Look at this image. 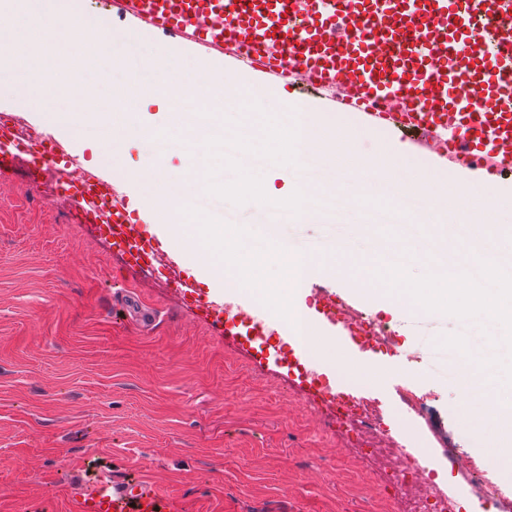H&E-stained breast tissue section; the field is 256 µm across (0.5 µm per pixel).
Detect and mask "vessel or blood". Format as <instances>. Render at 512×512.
Here are the masks:
<instances>
[{"label":"vessel or blood","instance_id":"vessel-or-blood-1","mask_svg":"<svg viewBox=\"0 0 512 512\" xmlns=\"http://www.w3.org/2000/svg\"><path fill=\"white\" fill-rule=\"evenodd\" d=\"M122 15L163 33L232 54L236 67L290 86L305 80L335 88L338 116L354 114L369 129L416 136L421 150L477 170L490 190L512 170V0H117ZM36 172L55 176L83 224H107L127 248L161 256L131 217L132 203L115 183L88 175L71 189L70 158L58 140L38 154ZM169 276L193 300L217 336L270 335L275 316L225 309L177 270ZM314 319L366 368L378 350L341 316L357 309L354 295L314 287ZM307 339L280 355L302 393L319 397L308 377ZM73 512H180L178 502L146 480L109 475L87 481Z\"/></svg>","mask_w":512,"mask_h":512}]
</instances>
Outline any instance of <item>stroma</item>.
Instances as JSON below:
<instances>
[{
    "label": "stroma",
    "instance_id": "stroma-1",
    "mask_svg": "<svg viewBox=\"0 0 512 512\" xmlns=\"http://www.w3.org/2000/svg\"><path fill=\"white\" fill-rule=\"evenodd\" d=\"M88 19L108 13L119 30H134L128 43L111 44L93 71L65 67L67 87L89 86L103 103L93 116L112 122L116 89L132 74L141 84L155 81L146 61L162 60L169 70L201 63L216 78L232 70L231 58L165 36L112 14L108 0H66ZM240 79L289 103L309 106L313 123L329 119L330 99L243 71ZM174 101L140 98L134 110L153 136L145 140L115 130V150L51 125L41 108L23 97L0 96V116L19 118L58 139L87 168L111 178L128 194L145 237L160 235L148 209L146 181L129 177V164L161 157L167 169L182 170L189 158L164 136ZM365 149L395 142L412 165H427L439 178L475 181L476 172L449 167L418 154L411 135L366 129L354 116ZM312 183H336L332 219L315 223L274 210L234 206L205 192L196 207L228 223L260 230L277 223L283 244L317 254L366 251L397 232L399 222L364 221L350 200L359 182L343 166L321 159L304 166ZM0 181V512H72L74 493L86 477L104 471L121 477L138 470L183 512H399L391 493L370 464L329 427L324 416L302 403L286 369L274 358L256 363L246 346H232L184 308L160 274L127 266L110 241L71 212L53 211L44 198L54 177L31 182L28 160H16ZM360 312L390 326L399 352L384 356L383 376L361 379L358 363L344 354L310 352L309 368L355 385L388 427L405 421L399 444L428 459L431 477L465 512H495L473 496L464 463L481 460L485 475L512 499V472L490 465L488 445L495 418L474 425L460 416L465 404L458 374L448 366L441 337L465 335L471 349L484 338L471 323L442 313L409 316L361 298ZM430 398V418L421 420L400 402L397 387ZM456 449L457 463L440 448Z\"/></svg>",
    "mask_w": 512,
    "mask_h": 512
}]
</instances>
